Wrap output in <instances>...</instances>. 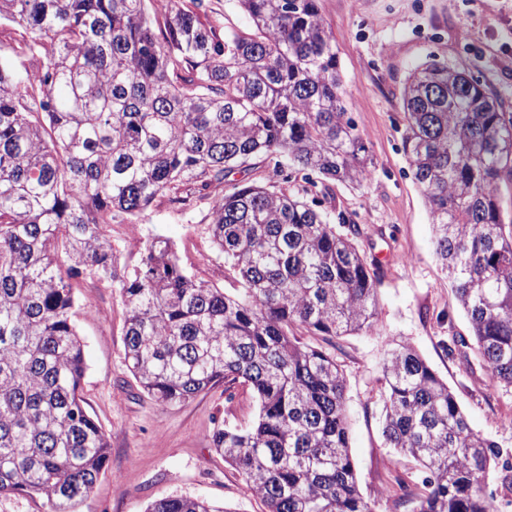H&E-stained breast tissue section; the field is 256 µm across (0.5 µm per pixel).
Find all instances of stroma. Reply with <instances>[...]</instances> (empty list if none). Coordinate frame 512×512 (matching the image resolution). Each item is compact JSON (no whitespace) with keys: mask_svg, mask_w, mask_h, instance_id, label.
<instances>
[{"mask_svg":"<svg viewBox=\"0 0 512 512\" xmlns=\"http://www.w3.org/2000/svg\"><path fill=\"white\" fill-rule=\"evenodd\" d=\"M319 7L336 42L348 110L375 163L362 186L336 183L332 203L360 224L361 252L384 271L382 335L342 337L336 358L347 381L351 457L361 491L375 512H395L387 488L401 481L419 492L425 472L381 437L389 341L411 345L448 384L472 427L512 459V390L499 386L477 355L446 351L449 336L469 337L470 327L436 261L428 210L401 151L404 82L429 57L480 77L512 112V0H319ZM208 212L205 199L184 208L161 197L128 223L113 225L112 242L133 264L142 239L163 235L190 274L229 292L237 282L203 230ZM76 293L74 321L88 363L82 395L110 443L108 468L81 512H145L171 495L265 512L212 447L214 424L224 416L223 386L180 405H157L127 368L118 291L85 278Z\"/></svg>","mask_w":512,"mask_h":512,"instance_id":"stroma-1","label":"stroma"}]
</instances>
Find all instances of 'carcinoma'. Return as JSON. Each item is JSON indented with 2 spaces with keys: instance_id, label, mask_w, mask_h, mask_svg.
Here are the masks:
<instances>
[{
  "instance_id": "carcinoma-1",
  "label": "carcinoma",
  "mask_w": 512,
  "mask_h": 512,
  "mask_svg": "<svg viewBox=\"0 0 512 512\" xmlns=\"http://www.w3.org/2000/svg\"><path fill=\"white\" fill-rule=\"evenodd\" d=\"M151 0H0L24 70L0 60V496L79 512L109 445L81 396L87 363L72 280L112 284L124 353L158 405L217 384L257 404L253 422L211 441L267 512H374L350 457L346 379L327 345L380 332L381 266L330 184L373 170L345 105L319 0H238L252 31ZM401 149L434 231L435 254L492 379L512 389V113L486 84L435 59L402 93ZM267 164L266 183L234 175ZM305 187L296 189L297 181ZM211 199L205 234L235 295L195 279L161 235L134 265L111 224L158 197ZM382 436L427 476L411 512H490V474L512 494V463L476 433L410 346H389ZM146 512H231L172 495Z\"/></svg>"
}]
</instances>
